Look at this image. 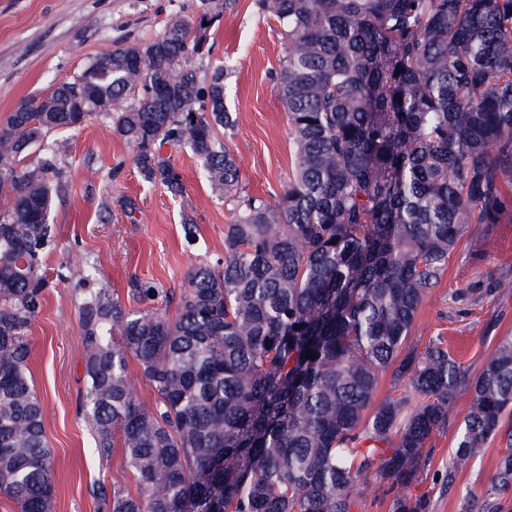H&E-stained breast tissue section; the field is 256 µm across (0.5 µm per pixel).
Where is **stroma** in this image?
<instances>
[{"label": "stroma", "mask_w": 512, "mask_h": 512, "mask_svg": "<svg viewBox=\"0 0 512 512\" xmlns=\"http://www.w3.org/2000/svg\"><path fill=\"white\" fill-rule=\"evenodd\" d=\"M216 12L206 31L211 51L195 64L210 71L232 60L225 85L235 123L224 139L238 158L240 188L271 201L287 183L293 159L275 90L285 41L279 24L252 0H229ZM201 13V0H0V122L21 100L47 95L55 82L77 75L115 45L148 43L173 17L197 25ZM60 138L68 144L59 159L66 189L50 217L57 244L45 258L49 286L31 326L30 371L45 404L55 512H98L94 483L131 492L137 483L121 450L107 458L93 452V436L78 412L85 386L79 300L73 281L58 278L59 267L97 262L104 284L123 303L134 278L176 292L194 265L223 256L232 213L223 193L205 182L200 164L178 147L163 145L161 153L180 172L183 195L146 181L133 148L107 115H94ZM187 224L196 225V241L185 239ZM459 288L469 296L457 297ZM435 336L445 337L474 375L499 339L512 336L511 214L466 229L419 308L407 344L421 350ZM471 398L461 392L447 428L430 439L431 461L412 489L426 497L428 512H481L487 503L494 512H512V492L491 501L484 496L505 451L503 439L469 460H453L456 427Z\"/></svg>", "instance_id": "1"}]
</instances>
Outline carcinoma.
Wrapping results in <instances>:
<instances>
[{
  "label": "carcinoma",
  "mask_w": 512,
  "mask_h": 512,
  "mask_svg": "<svg viewBox=\"0 0 512 512\" xmlns=\"http://www.w3.org/2000/svg\"><path fill=\"white\" fill-rule=\"evenodd\" d=\"M170 20L146 44L93 59L0 125V491L20 512H52L55 482L29 332L47 287L42 257L64 189L52 133L109 113L145 180L176 196L164 144L201 163L234 212L224 257L175 294L133 279L130 309L96 264L76 277L94 451L121 449L137 493L99 482L100 512H351L361 478L410 489L472 393L454 458L507 436L486 497L512 488V336L475 376L441 336L405 349L416 314L470 224L512 211V0H254L281 26L276 90L294 146L275 202L239 191L227 68L204 21ZM115 98L129 100L109 112ZM175 311H170V304ZM315 357L307 356V351ZM151 388L146 406L129 361ZM401 389L376 400L379 378ZM394 512H426L401 495Z\"/></svg>",
  "instance_id": "1"
}]
</instances>
